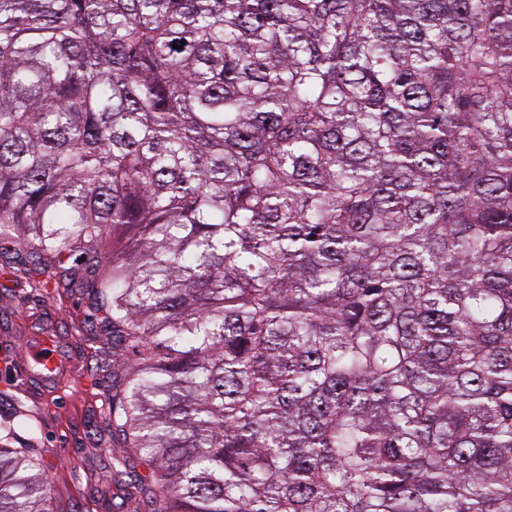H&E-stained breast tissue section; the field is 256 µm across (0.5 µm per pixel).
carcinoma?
Here are the masks:
<instances>
[{"label":"carcinoma","instance_id":"carcinoma-1","mask_svg":"<svg viewBox=\"0 0 512 512\" xmlns=\"http://www.w3.org/2000/svg\"><path fill=\"white\" fill-rule=\"evenodd\" d=\"M0 238L103 312L119 512H512V0H0Z\"/></svg>","mask_w":512,"mask_h":512}]
</instances>
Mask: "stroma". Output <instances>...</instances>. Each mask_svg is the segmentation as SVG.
Returning <instances> with one entry per match:
<instances>
[{
	"label": "stroma",
	"instance_id": "1",
	"mask_svg": "<svg viewBox=\"0 0 512 512\" xmlns=\"http://www.w3.org/2000/svg\"><path fill=\"white\" fill-rule=\"evenodd\" d=\"M24 253L0 251V349L14 362L0 375V423L15 410L32 418L12 447L41 460L56 512H110L112 457L117 450L103 416L112 394V369L99 365L74 330L94 303L80 290L66 295L34 287ZM37 336H49L61 354L62 381L32 374L28 353Z\"/></svg>",
	"mask_w": 512,
	"mask_h": 512
}]
</instances>
